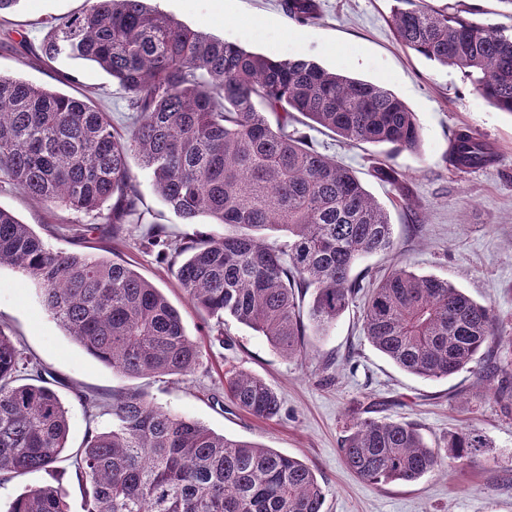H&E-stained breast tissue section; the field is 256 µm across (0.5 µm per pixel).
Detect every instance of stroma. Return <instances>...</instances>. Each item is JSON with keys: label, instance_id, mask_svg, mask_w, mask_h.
<instances>
[{"label": "stroma", "instance_id": "stroma-1", "mask_svg": "<svg viewBox=\"0 0 512 512\" xmlns=\"http://www.w3.org/2000/svg\"><path fill=\"white\" fill-rule=\"evenodd\" d=\"M319 3V19L300 24L288 18L280 0H151L152 7L175 21L246 50L276 59L305 58L380 84L414 112L421 132L415 152L353 143L320 128L310 135L319 151L351 170L394 226L398 253L363 258L355 276L371 280L398 262L494 307L504 322L496 348L502 367L495 382L499 398L489 397L486 383L466 369L445 379L402 370L367 340L356 303L327 335L307 332L301 355L294 357L282 355L234 319L216 329L180 288L177 262L145 251L142 242L157 224L172 241L196 234L218 238L224 227L206 217L182 223L138 162L130 168L145 216L142 223L130 225L121 241L91 232L94 214L47 207L13 187H0V207L30 225L50 248L126 262L160 288L200 349L196 368L185 376L120 375L46 312L34 281L1 265L0 329L32 365L45 371L67 410L69 433L60 462L0 480V512L25 490L46 485L65 494L70 512H86L75 453L88 433L111 429L112 415L86 409L75 396L79 390L106 400L139 391L215 433L299 458L315 470L325 490L324 512H512V115L488 103L460 71L400 44L390 23L394 0ZM426 3L485 27L512 30V8L503 0ZM84 6L85 0H21L8 25H0V76L82 98L108 113L123 134L130 114L116 80L87 61L63 57L45 65L31 55L47 32L46 21L64 19ZM460 129L491 146L492 164L449 166L448 152ZM377 165L398 172L409 188L410 204H403L394 185L374 177ZM237 371L263 379L279 394L278 417L256 418L227 398L225 381ZM365 417L413 424L434 448L463 429L479 431L489 445L447 473L374 485L346 468L340 450L349 427Z\"/></svg>", "mask_w": 512, "mask_h": 512}]
</instances>
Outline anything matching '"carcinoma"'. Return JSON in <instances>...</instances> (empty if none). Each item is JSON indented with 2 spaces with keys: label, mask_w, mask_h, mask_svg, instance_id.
<instances>
[{
  "label": "carcinoma",
  "mask_w": 512,
  "mask_h": 512,
  "mask_svg": "<svg viewBox=\"0 0 512 512\" xmlns=\"http://www.w3.org/2000/svg\"><path fill=\"white\" fill-rule=\"evenodd\" d=\"M67 21L50 24L37 59L88 60L117 80L135 121L120 135L88 102L0 76V183L42 204L93 213L113 238L142 219L129 166L138 160L185 224L208 216L224 236L167 239L152 228L143 247L181 258L177 278L193 303L224 323L229 316L285 356L301 352L300 297L313 290L310 324L327 331L366 294V338L404 371L447 378L471 364L486 382L499 367L492 306L453 284L395 265L362 284L361 257L396 253L385 208L345 166L317 150L297 115L351 142L415 151L413 112L385 87L301 59H272L192 30L148 0H85ZM398 41L454 67L497 109L512 114V34L480 27L414 0H396ZM287 16L319 19L317 0H282ZM456 167H477L492 153L471 132L454 139ZM287 240L273 247L270 232ZM41 285L46 311L92 356L128 377L183 376L199 349L166 296L127 265L54 251L0 207V265ZM29 360L0 330V475L22 476L58 462L68 438L67 411L41 370L19 378ZM231 402L259 419L281 409L278 394L247 372L227 380ZM112 429L88 434L75 454L88 491L86 512H323L313 469L272 448L233 440L138 392L112 395ZM488 442L474 430L427 446L413 426L365 418L341 442L345 464L379 485L413 482L462 463ZM7 512H69L53 487L18 495Z\"/></svg>",
  "instance_id": "cac0c4a2"
}]
</instances>
